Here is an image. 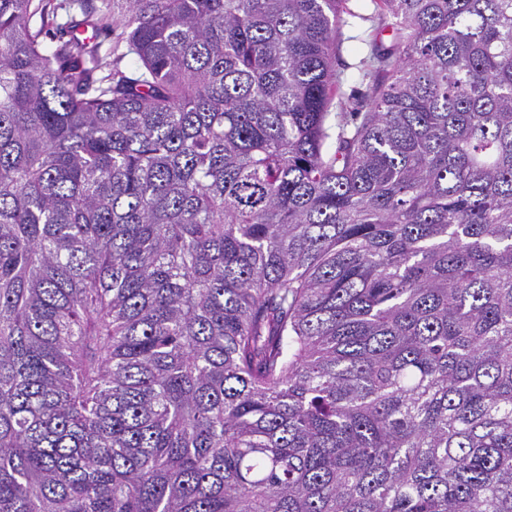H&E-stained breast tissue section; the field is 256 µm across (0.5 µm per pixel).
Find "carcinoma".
I'll return each mask as SVG.
<instances>
[{
	"instance_id": "cac0c4a2",
	"label": "carcinoma",
	"mask_w": 512,
	"mask_h": 512,
	"mask_svg": "<svg viewBox=\"0 0 512 512\" xmlns=\"http://www.w3.org/2000/svg\"><path fill=\"white\" fill-rule=\"evenodd\" d=\"M347 2L0 0V512H512V0ZM348 23L342 28L341 45L336 61V70L343 82V91L349 95L363 89L360 85V60L369 53V34L373 23L359 18L347 17Z\"/></svg>"
}]
</instances>
